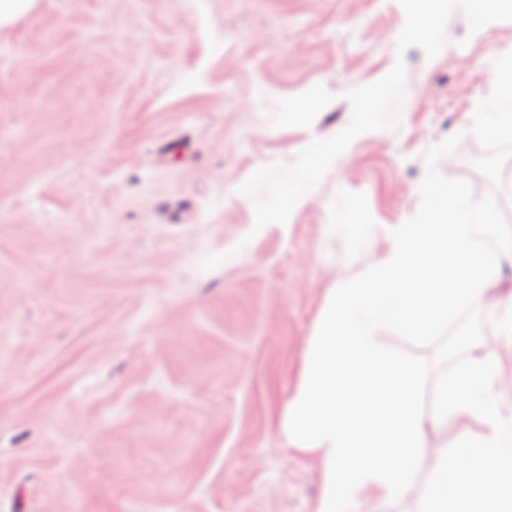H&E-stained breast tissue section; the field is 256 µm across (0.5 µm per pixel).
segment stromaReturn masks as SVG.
I'll return each instance as SVG.
<instances>
[{"label": "stroma", "instance_id": "obj_1", "mask_svg": "<svg viewBox=\"0 0 512 512\" xmlns=\"http://www.w3.org/2000/svg\"><path fill=\"white\" fill-rule=\"evenodd\" d=\"M404 24L398 0H39L0 30V512H314L320 463L279 421L328 288L418 212L448 136L440 173L492 189L468 130L512 21L454 12L430 61L398 56ZM400 58L399 127L253 232L240 185ZM485 348L512 419V338Z\"/></svg>", "mask_w": 512, "mask_h": 512}]
</instances>
